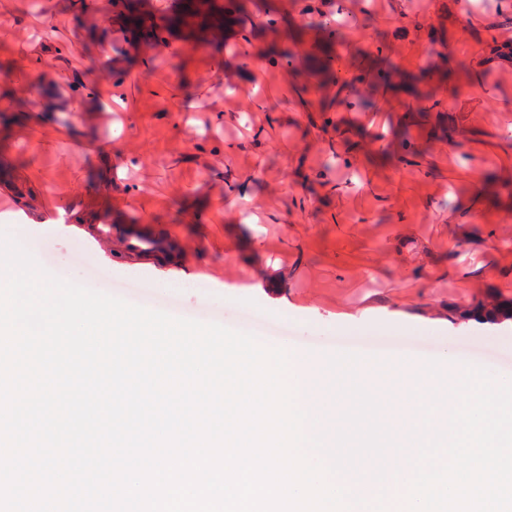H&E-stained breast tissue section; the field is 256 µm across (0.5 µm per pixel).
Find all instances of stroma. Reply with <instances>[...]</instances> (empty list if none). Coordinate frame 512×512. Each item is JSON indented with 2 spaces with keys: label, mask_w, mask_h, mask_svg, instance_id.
Listing matches in <instances>:
<instances>
[{
  "label": "stroma",
  "mask_w": 512,
  "mask_h": 512,
  "mask_svg": "<svg viewBox=\"0 0 512 512\" xmlns=\"http://www.w3.org/2000/svg\"><path fill=\"white\" fill-rule=\"evenodd\" d=\"M458 2L241 0L223 39L177 38L152 57L120 0H0V228L65 280L103 273L158 310L272 335L330 411L325 360L342 338L389 336L422 363L451 352L512 376V320L448 319L493 294L512 302V54L483 45L512 43V27L505 0ZM308 6L342 20L340 78L380 44L404 71L441 49L466 61L442 95L465 139H430L416 169L392 156L408 106L321 113L329 88L264 56ZM270 7L276 28L242 42ZM131 226L172 254L129 251Z\"/></svg>",
  "instance_id": "obj_1"
}]
</instances>
